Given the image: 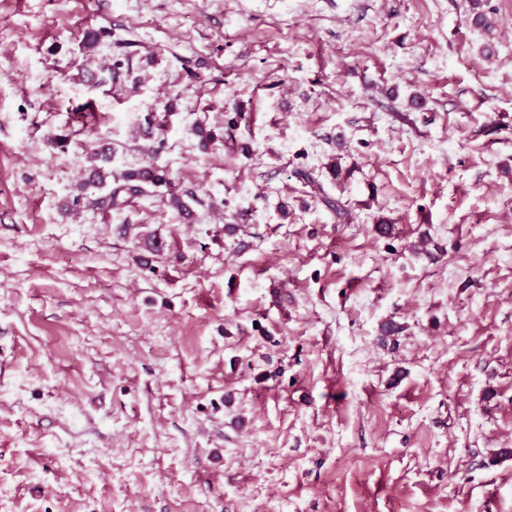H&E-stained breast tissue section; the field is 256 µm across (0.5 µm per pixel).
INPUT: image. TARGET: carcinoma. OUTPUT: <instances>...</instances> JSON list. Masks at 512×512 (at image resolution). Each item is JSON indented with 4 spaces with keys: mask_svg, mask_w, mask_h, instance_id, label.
<instances>
[{
    "mask_svg": "<svg viewBox=\"0 0 512 512\" xmlns=\"http://www.w3.org/2000/svg\"><path fill=\"white\" fill-rule=\"evenodd\" d=\"M120 68L121 63L118 61H111L101 67L97 83L92 88L112 85L120 77ZM170 185L172 182L166 170L157 166L147 170H127L114 179L112 171L92 164L77 185L72 200L65 201V207L69 209L86 199L93 207L102 211L120 210L132 200L147 196L159 187Z\"/></svg>",
    "mask_w": 512,
    "mask_h": 512,
    "instance_id": "1",
    "label": "carcinoma"
}]
</instances>
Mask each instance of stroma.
<instances>
[{
  "label": "stroma",
  "instance_id": "stroma-1",
  "mask_svg": "<svg viewBox=\"0 0 512 512\" xmlns=\"http://www.w3.org/2000/svg\"><path fill=\"white\" fill-rule=\"evenodd\" d=\"M0 512H512V0H0ZM86 175L76 187L77 194L72 202L65 201L66 210L78 205L83 199L102 211L120 210L136 198L153 193L154 189L171 186L172 182L166 170L160 167L132 169L113 178L112 171L91 163L85 170ZM153 189V190H152Z\"/></svg>",
  "mask_w": 512,
  "mask_h": 512
}]
</instances>
